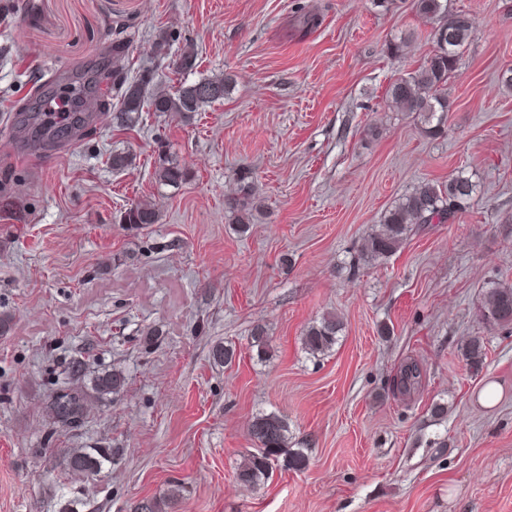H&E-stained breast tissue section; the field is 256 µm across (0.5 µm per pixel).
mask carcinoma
<instances>
[{
    "label": "carcinoma",
    "mask_w": 512,
    "mask_h": 512,
    "mask_svg": "<svg viewBox=\"0 0 512 512\" xmlns=\"http://www.w3.org/2000/svg\"><path fill=\"white\" fill-rule=\"evenodd\" d=\"M416 8L428 19L439 22L448 20V26H435L431 32L433 53L418 70L401 77L390 84L387 97L389 106L399 112H416L427 122L442 125L448 114V99L439 90L448 84V78L457 68L461 54L477 30L475 17L456 20L443 0H416ZM128 52L127 43L117 40L112 44L114 62L112 66V90L117 103L112 106L113 120L122 127L131 128L141 119L144 111L158 113L177 112L190 116L204 107L224 99L228 79L214 76L192 84H183L176 91L161 89L146 96V88L153 81V75L145 72L138 79L128 76L124 59ZM155 179L164 185L178 186L187 179L186 170L164 156L158 157ZM476 185L471 179L457 174L446 183L431 180L419 182L411 192L405 194L383 216L382 230L371 233L365 240L361 259L375 262L394 254L407 240L417 224H446L459 209L470 203ZM239 198L233 208L239 212L238 231L249 230L250 204L255 194L254 183L249 173L239 177ZM159 212L149 202H139L125 208L120 223L132 225L156 224ZM482 322L501 330L512 329V286L491 282L484 288V301L479 309ZM343 331V321L334 314H328L307 327L302 336V345L307 353L324 355L336 346ZM486 356L482 339L472 338L466 346V357L479 366ZM421 372L416 364L404 366L397 378V388L408 392L419 383ZM124 378L120 373L105 374L98 378L97 388L111 393L121 388ZM54 423L69 427L83 416L81 397L73 391L55 396L50 405ZM250 435L257 448L249 454L237 469V481L248 487L265 482L271 476L273 466L284 459L287 466L299 470L306 462L301 452L288 451V421L275 412H261L253 417ZM96 453L78 450L68 453L67 464L74 471H88L97 464Z\"/></svg>",
    "instance_id": "obj_1"
}]
</instances>
